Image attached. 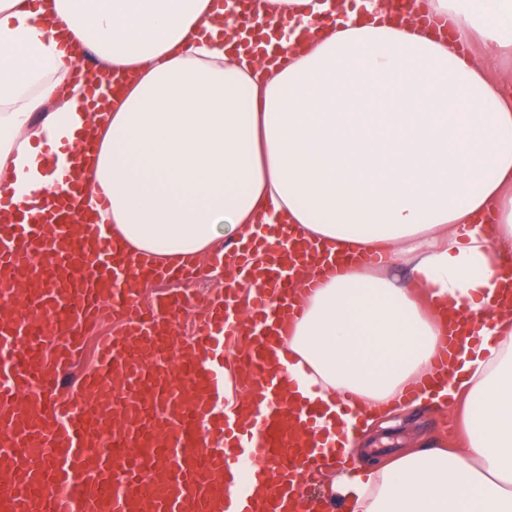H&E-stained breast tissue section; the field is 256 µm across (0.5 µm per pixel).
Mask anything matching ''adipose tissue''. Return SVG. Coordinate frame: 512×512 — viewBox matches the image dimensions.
Masks as SVG:
<instances>
[{"mask_svg": "<svg viewBox=\"0 0 512 512\" xmlns=\"http://www.w3.org/2000/svg\"><path fill=\"white\" fill-rule=\"evenodd\" d=\"M420 7L451 38L395 24L387 0H262L275 24L256 45L219 0H0V198L43 212L63 175L46 156L86 138L85 200L107 199L101 222L156 265L246 241L261 213L377 254L379 273H298L280 343L293 388L320 404L338 458L424 405L457 415L464 445L342 473L320 508L512 512V309L495 306L512 248V0ZM88 51L131 76L102 108L67 83ZM459 311L466 344L418 389Z\"/></svg>", "mask_w": 512, "mask_h": 512, "instance_id": "1", "label": "adipose tissue"}]
</instances>
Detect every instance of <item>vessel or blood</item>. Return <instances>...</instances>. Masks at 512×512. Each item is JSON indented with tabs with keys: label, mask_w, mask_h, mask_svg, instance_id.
<instances>
[{
	"label": "vessel or blood",
	"mask_w": 512,
	"mask_h": 512,
	"mask_svg": "<svg viewBox=\"0 0 512 512\" xmlns=\"http://www.w3.org/2000/svg\"><path fill=\"white\" fill-rule=\"evenodd\" d=\"M224 24L261 34L256 12H230ZM78 181L63 179L38 218L0 225V301L29 283L25 314L0 322V512H297L305 490L298 478L312 455L334 448L319 439L321 413L288 400L287 363L275 361L274 338L300 314L291 276L318 257L317 249L288 226L259 222L253 240L211 265H233L238 280L201 316L180 358L167 340L183 297L167 295L142 309L127 276L132 260L108 224L94 241L74 231L84 215L69 205ZM52 252L58 283L38 284L33 257ZM64 309L62 327L33 338V318ZM120 318V335H101L93 368L81 380L83 396L56 393L84 349L89 318ZM40 342L50 357L31 364L23 352ZM239 357L249 400L225 412L226 354ZM191 373L196 397L184 405L170 379V364ZM118 381L112 406L126 412L133 397L147 408L119 436L127 457L121 470L108 458L88 465L98 411L89 402Z\"/></svg>",
	"instance_id": "1"
}]
</instances>
